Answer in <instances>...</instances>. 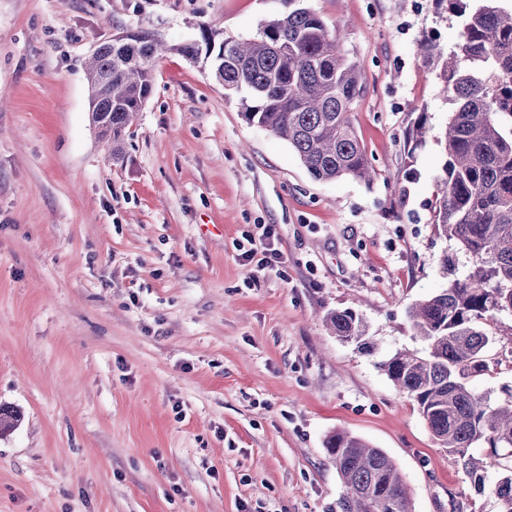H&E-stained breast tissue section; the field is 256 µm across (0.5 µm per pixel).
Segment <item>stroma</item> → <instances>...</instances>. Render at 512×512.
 Masks as SVG:
<instances>
[{
	"label": "stroma",
	"mask_w": 512,
	"mask_h": 512,
	"mask_svg": "<svg viewBox=\"0 0 512 512\" xmlns=\"http://www.w3.org/2000/svg\"><path fill=\"white\" fill-rule=\"evenodd\" d=\"M359 64L352 106L376 175L312 178L243 117L205 60L171 52L119 156L99 141L85 63L112 36L254 37L280 0H0V512H334L323 447L383 449L414 512H497L378 363L417 347L408 307L467 259L430 222L452 104L420 42L456 41L435 0H308ZM431 128L411 131L419 116ZM270 226L280 261L241 245ZM351 310L376 349L331 335ZM512 315L497 318L493 398Z\"/></svg>",
	"instance_id": "35a3bbf8"
}]
</instances>
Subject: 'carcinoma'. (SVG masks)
<instances>
[{
	"label": "carcinoma",
	"instance_id": "obj_1",
	"mask_svg": "<svg viewBox=\"0 0 512 512\" xmlns=\"http://www.w3.org/2000/svg\"><path fill=\"white\" fill-rule=\"evenodd\" d=\"M281 2L283 11L246 41L202 29L197 38L169 46L138 28L99 46L86 68L90 112L112 154L152 94L158 60L175 51L208 59L215 81L242 95L246 121L288 142L314 179L370 180L372 167L351 120L359 68L306 0ZM437 3L459 19L460 31L448 52L430 41L419 45L440 68L454 104L442 135L447 160L432 223L458 243L471 266L458 277L453 258L444 257V273L453 276L449 287L408 310L425 350H398L380 366L480 488L481 471L512 460V393L495 400L470 384L490 369L486 326L512 314V5ZM326 324L338 338L373 351L355 312H331ZM483 443L492 449L487 460L470 453ZM324 448L343 484L339 512H412L400 472L383 450L340 429L325 437ZM492 494L497 512H512V466Z\"/></svg>",
	"mask_w": 512,
	"mask_h": 512
}]
</instances>
